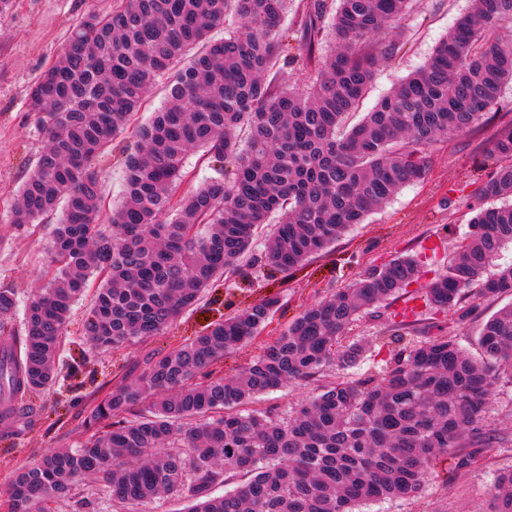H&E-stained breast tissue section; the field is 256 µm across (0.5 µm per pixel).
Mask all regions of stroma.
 <instances>
[{
  "instance_id": "1",
  "label": "stroma",
  "mask_w": 512,
  "mask_h": 512,
  "mask_svg": "<svg viewBox=\"0 0 512 512\" xmlns=\"http://www.w3.org/2000/svg\"><path fill=\"white\" fill-rule=\"evenodd\" d=\"M112 3L113 0H9L7 7L0 10V287L12 288L15 293L19 309L13 325L17 328L22 325L23 305L47 281L46 248L53 230L52 225L35 224L19 231L9 220L16 192L45 146L27 108L28 96L40 75L56 60L73 26L89 14L109 12ZM469 6L470 0H420L396 31L397 37L406 42L407 53L400 62L378 68L360 111H371L395 82L423 66ZM510 125L511 85L504 88L500 110L492 120L435 145L433 164L424 181L403 187L385 208L352 227L325 253L286 276L217 284L165 335L127 350L92 351L84 336L91 299L82 297L75 303L67 326L58 383L31 395L36 416L21 435H0V489L7 487L20 466L35 463L48 450L83 442L88 433L77 416L79 408L111 389L118 380H135L148 352L179 344L215 319L235 314L268 295L280 298V307L265 332L225 357L221 370L229 378L260 352L269 336L285 329L307 305L330 296L371 267L405 253H422L424 247L437 242L441 248L427 261L422 277L423 282H431L468 230L472 209L479 203L477 189L484 178L481 163L488 145L502 128ZM134 140V130H127L99 161L104 211H111L123 193L124 159ZM510 304V295L479 300L466 320H459L456 313L448 311L432 320L421 319L412 326L411 333L420 335L429 322H437L447 336L475 356L479 353L476 337L482 323ZM335 379L336 373L330 369L311 382L263 394L252 406L283 413ZM489 419L506 437V444L484 449L478 462L467 469H453L447 459H439L419 497L378 501L368 505L367 512H488L495 475L512 469L511 384L494 392Z\"/></svg>"
}]
</instances>
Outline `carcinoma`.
Returning a JSON list of instances; mask_svg holds the SVG:
<instances>
[{"label":"carcinoma","instance_id":"1","mask_svg":"<svg viewBox=\"0 0 512 512\" xmlns=\"http://www.w3.org/2000/svg\"><path fill=\"white\" fill-rule=\"evenodd\" d=\"M415 0H113L72 30L31 89L28 109L45 141L18 191L11 224L22 230L61 212L48 250L47 284L29 299L20 334L0 287V433L20 434L31 394L56 381L74 303L93 287L90 345L129 348L162 336L218 279L287 272L326 251L403 186L425 180L431 147L499 109L512 83V0H472L429 61L356 122L375 70L406 43L398 22ZM294 16L283 26L289 11ZM217 29L221 38L213 37ZM296 43L309 85L284 82ZM166 80L167 101L136 129L125 190L100 222L95 161ZM217 162L191 185L187 157ZM489 175L469 231L434 280L419 255L398 257L308 306L236 376L214 366L256 339L278 300L220 317L185 342L151 354L132 383L82 409L94 430L16 470L0 491L3 512H47L98 483L112 501L177 496L185 512H363L370 502L420 495L437 459L461 469L494 437L489 400L512 383V306L483 324L480 358L438 324L376 373L342 378L285 415L248 408L268 391L356 368L365 347L347 341L370 306L400 295L428 312L512 295V127L488 148ZM277 219L264 252L257 229ZM389 313L391 340L412 326ZM239 478L222 496L211 488ZM490 512H512V469L498 473Z\"/></svg>","mask_w":512,"mask_h":512}]
</instances>
